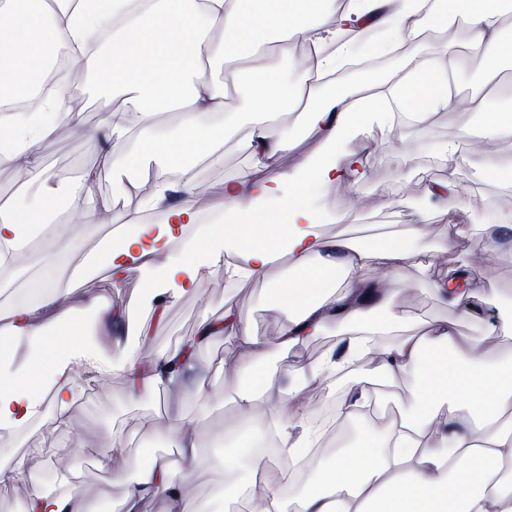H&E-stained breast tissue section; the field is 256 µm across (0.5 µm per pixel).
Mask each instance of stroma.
<instances>
[{"instance_id": "35a3bbf8", "label": "stroma", "mask_w": 512, "mask_h": 512, "mask_svg": "<svg viewBox=\"0 0 512 512\" xmlns=\"http://www.w3.org/2000/svg\"><path fill=\"white\" fill-rule=\"evenodd\" d=\"M455 54L460 61L455 82L460 95L474 90L488 92L492 85L476 73L467 63V27L459 16L449 17L444 28H432L422 38L412 39L405 52L380 56L376 68L341 77L340 85L353 92L371 85L397 79L405 68L407 57L430 56L442 51ZM207 80L227 89L224 109L237 113L235 126L224 139V155L219 164L206 162L196 166L203 194L198 205L212 222L223 223L228 214L219 209L224 198V183L234 178L249 164L245 142L251 131L252 117L247 111V87L242 79L233 76L222 65L206 69ZM78 106L88 130L87 136L73 134L67 123H59L54 137L41 147L44 161L55 177L48 185L49 193H59L82 169L98 164L99 144L92 130L99 127L105 111L123 108L122 98H104L94 86L90 76L78 72L74 81ZM481 117L464 112L440 111L429 115L425 125L399 123L387 129L372 123L353 131L355 141H368L373 149L363 155L362 179L355 183H336L319 187L315 206L320 213L319 230L326 235H346L356 243L373 242L375 235L404 224L423 223L424 234L414 246L422 252H434L437 275L448 270L468 266L474 271L469 287L477 294L496 289L497 297L480 302L477 318L471 319L443 302L436 300L429 279L415 269L404 276L391 277L382 271V278L392 279L398 293L393 311L408 317L413 327H423L439 318L456 321L462 335L483 338L490 356L501 353L498 334L501 315L512 298V245L497 249L469 250L451 243L442 252L434 247L443 241L449 225H462L467 236L482 239L501 235L502 227L512 225V185L491 183L481 179L471 158L459 160L457 183L459 191L449 196L447 203L434 205L427 189L444 178L442 150L448 141L457 137L465 126L477 127ZM284 134L295 142L283 161L285 170H294L306 157L316 154L318 144L309 136L301 110L280 115L277 119ZM155 187L153 174L142 176L136 187L126 191L117 189L111 170L101 171L97 182V198L107 200L109 212L89 216L77 213L71 216L74 224L97 225L96 235L73 234L67 260L69 266L82 262L85 255L105 236L113 215L137 208L141 200L152 194ZM286 262L277 263L263 281H226L217 272L204 279L199 293L176 299L157 301L147 283L149 274L134 272L120 281H113L108 271H100L85 280L81 287L70 289L63 295L62 308L68 316L85 315L84 296L87 292L111 293L115 307H124L136 300L135 317H153L150 336L135 340L134 346L142 358L155 356L159 351L175 346L185 337L194 335L202 318L220 319L225 301H232L243 321L254 333L269 344H276L284 314L274 310V293L286 280ZM335 331H327L311 343L273 354L267 362L285 383L298 388L295 403L299 412L314 415L331 397L344 393L365 379V372H347L331 377L320 387L302 388L297 369L306 363L319 361L336 347ZM235 349L232 342L216 341L197 353V361L206 373V391L215 401L208 409H201L198 396L188 391H160L153 395L132 399L122 373L102 379L84 362L72 360L73 378L82 386L80 397L73 408L71 425L57 427L54 405L44 400L39 417L13 432L0 442V459L36 469L44 487L53 489L61 476H68L84 497L98 512H120V500L126 485L132 481L139 467L148 465L152 453L175 457L176 450L164 435L146 431L149 422L163 420L174 408H181L199 437L201 450L207 459L206 469L190 476L185 491L194 505L204 506L207 512H222L224 507V429L237 419L231 400ZM368 390L371 395L369 415L348 419L350 443H358L365 435L383 438L388 432V408L397 412L411 411L412 402L404 382L384 384L374 381ZM123 436L126 450L122 459L112 466H103L105 456L111 455L116 436Z\"/></svg>"}]
</instances>
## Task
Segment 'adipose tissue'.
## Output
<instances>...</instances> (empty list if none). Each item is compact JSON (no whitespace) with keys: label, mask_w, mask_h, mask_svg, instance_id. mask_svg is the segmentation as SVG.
Masks as SVG:
<instances>
[{"label":"adipose tissue","mask_w":512,"mask_h":512,"mask_svg":"<svg viewBox=\"0 0 512 512\" xmlns=\"http://www.w3.org/2000/svg\"><path fill=\"white\" fill-rule=\"evenodd\" d=\"M420 0H147L143 13H132V0H104L103 8L84 9L82 0H0V165L24 170L28 186H43L52 175L44 166L40 147L53 136L59 119L77 132L85 127L80 113H62V101L49 97L37 112H7L6 103L29 98L48 76L53 58L98 33L106 15L119 18L106 51L85 60L102 94L122 95L123 111L108 112L98 129L108 142L135 141L137 147L122 159L101 150L100 164L86 169L64 194L71 210L97 209L95 186L101 170L117 167L127 177L146 168L190 172L193 160L218 162L232 113L224 109V93L204 78L215 61L240 62L250 90L253 126L246 150L252 164L224 185V208L232 215L220 237L200 224L193 197L169 202V185L157 186L146 199L148 207L166 205L162 224L143 221L141 210L115 216L116 234L107 235L99 250L63 276L51 278L36 301L0 309V338L10 340L9 353H0V433H12L36 417L42 393L52 395L55 420L68 428L76 402V385L67 361L37 379L15 367L13 352L20 345L47 347L59 319H44L46 310L59 308L65 290L106 265L112 278L160 266L161 279L174 296L197 293L201 282L216 269L237 279L263 280L280 256H288L292 279L278 288L275 307L287 316L278 346L296 347L335 329L338 358L300 366L303 386L319 385L337 365L365 369L370 359L366 337L395 336L382 347L376 371L413 384L414 407L391 422L382 446L365 439L333 460L314 466L295 500L282 487L287 470L255 464L250 475L224 490L226 503H240L247 512H512V352L489 358L476 338L459 335L448 320L411 330L388 315L394 289L375 278L377 269L413 268L431 275L432 256L410 248L423 227L409 224L383 235L381 243L358 246L344 235L327 236L318 230L319 216L310 205L311 190L319 183L361 177L366 144L349 146L347 135L373 122L393 124L396 108L416 106L414 120L425 112L452 109L483 117L480 133L462 128L444 151L445 177L428 191L447 201L458 190L456 162L465 152H477L485 180H512L495 153L476 151V141H499L512 129V101L498 111L485 109L483 94H454L448 77L456 59L442 52L431 58L410 59L404 76L384 88L354 94L344 90L319 96L317 89L341 56L351 53V41L361 27H382L389 40L420 23ZM461 15L467 25L471 67L493 78L512 59V39L504 34L503 0H447L435 12L438 24ZM309 47L306 81L285 86L261 57L264 47L276 44L290 57L294 38ZM302 108L318 153L291 173L281 162L293 144L275 121L282 112ZM176 112V127L163 129L161 117ZM52 205L45 200L24 205L0 204V288L11 287L16 259L23 249L21 228L43 223ZM240 247V262H224L221 242ZM432 277V275H431ZM432 294L460 311H468L474 292L454 291L447 277H432ZM97 335L122 344L128 336H143V324L122 322L110 294L89 297ZM232 338L237 386L232 397L239 416L253 415L258 400L271 403L270 416L278 445L289 457L309 446L314 433L301 423L291 437L284 429L295 396L280 377L266 371L267 343L242 321L232 304H225L221 321L202 319L188 342L140 360L126 353L121 362L96 351L76 347L92 369L125 373L132 396L192 385L204 389V370L198 351L215 340ZM180 453L186 475L205 465L196 438L181 412L160 423ZM176 463V464H179ZM175 463L152 457L126 488L122 512H142L148 500H159L164 512H192ZM26 477L30 492L24 512H91L78 488L48 489L36 473L0 464V479Z\"/></svg>","instance_id":"1"}]
</instances>
